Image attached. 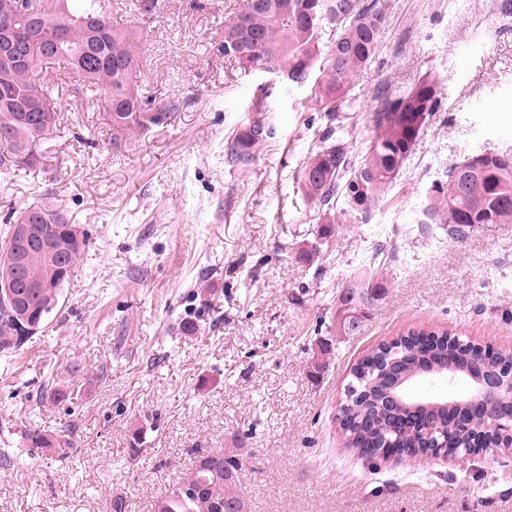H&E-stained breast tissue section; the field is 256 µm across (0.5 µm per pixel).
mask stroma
Here are the masks:
<instances>
[{
  "instance_id": "obj_1",
  "label": "stroma",
  "mask_w": 512,
  "mask_h": 512,
  "mask_svg": "<svg viewBox=\"0 0 512 512\" xmlns=\"http://www.w3.org/2000/svg\"><path fill=\"white\" fill-rule=\"evenodd\" d=\"M138 32L131 74L159 123L115 131L65 82L33 165L0 173V223L33 203L64 212L89 245L46 325L0 358V512H153L197 453L243 451L251 512H512V454L373 462L344 448L336 406L367 351L412 329L512 349V224L463 242L417 211L462 156L512 154V15L497 0H390L379 50L339 112L309 87L226 59L243 0H111ZM436 78L440 107L398 181L365 218L318 225L299 183L327 131L363 154L383 95ZM274 130L246 171L225 157L256 120ZM379 255L386 294L358 331L328 336L336 293ZM193 321V333L181 324ZM334 349L319 378L317 342ZM66 391L36 403L40 386ZM37 429L47 448H25ZM69 442L55 446V439Z\"/></svg>"
}]
</instances>
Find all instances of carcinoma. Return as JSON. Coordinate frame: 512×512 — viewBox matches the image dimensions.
Returning a JSON list of instances; mask_svg holds the SVG:
<instances>
[{
    "label": "carcinoma",
    "mask_w": 512,
    "mask_h": 512,
    "mask_svg": "<svg viewBox=\"0 0 512 512\" xmlns=\"http://www.w3.org/2000/svg\"><path fill=\"white\" fill-rule=\"evenodd\" d=\"M99 0H24V14L16 24L15 38L26 61L6 69L0 64V165L28 163L33 144L57 127L58 103L37 85L35 76L48 64L62 63V75L82 92L99 97L108 124L126 129L139 122L141 105L137 90L129 83L137 65L138 43L130 33L112 26V18L98 10ZM260 6L237 11L224 27V57L243 70L283 77L302 86L313 69H319L314 101L326 112H336L351 90L353 78L375 57L386 23L389 0H259ZM99 17L102 30L85 27L84 19ZM38 101L52 108L49 117L22 122V103ZM438 106L437 84L419 79L406 93L388 98L375 113V135L360 158L333 133L322 136L323 145L304 163L302 189L310 203V222L322 225L319 236L333 234V226L363 216L394 184ZM272 135V127L257 122L240 130L228 145L227 157L241 170L250 167L255 149ZM462 173L456 164L447 179L432 185L417 212L416 223L446 224L448 237L463 241L483 227L512 224V155L479 152ZM29 215L50 235L44 245H31L13 237L17 218ZM66 222L63 214L40 206L10 212L0 253V281L4 279L9 253L25 252L26 264L44 274L49 287L24 298L8 301L0 288V354L9 355L25 340L8 334L15 319L27 310L41 315L45 323L57 307L61 291L88 246L83 231ZM381 271L373 270L361 280L350 281L337 299L365 307L386 292ZM453 366L459 372L471 367L494 371L512 366V351H497L487 362L483 349L463 342L448 332L410 330L390 343H382L351 369L344 399L335 422L346 447L372 461L385 459L387 449L425 455L426 430L441 438L448 434L442 452L450 458L470 450L480 439L483 450L512 452V435L492 426L497 406L467 420L464 431L448 428V414H463L464 408L447 400H412L400 382L418 373ZM211 469L201 471L202 491L184 497L173 482L155 501L153 512H210L214 499L224 501L228 512H241L247 498L240 487L239 453L212 450L207 453Z\"/></svg>",
    "instance_id": "obj_1"
}]
</instances>
